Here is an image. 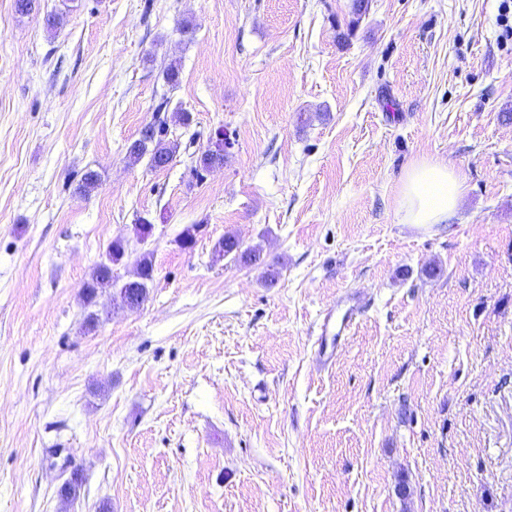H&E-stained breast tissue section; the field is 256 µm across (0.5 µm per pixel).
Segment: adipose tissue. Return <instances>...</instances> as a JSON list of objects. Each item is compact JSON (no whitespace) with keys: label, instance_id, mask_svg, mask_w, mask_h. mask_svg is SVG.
Here are the masks:
<instances>
[{"label":"adipose tissue","instance_id":"adipose-tissue-1","mask_svg":"<svg viewBox=\"0 0 512 512\" xmlns=\"http://www.w3.org/2000/svg\"><path fill=\"white\" fill-rule=\"evenodd\" d=\"M465 181L443 159L424 160L405 173L400 192L401 221L405 224H445L457 218Z\"/></svg>","mask_w":512,"mask_h":512}]
</instances>
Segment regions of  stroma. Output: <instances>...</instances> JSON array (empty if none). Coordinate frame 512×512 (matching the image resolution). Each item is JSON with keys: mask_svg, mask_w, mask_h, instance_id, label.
Segmentation results:
<instances>
[{"mask_svg": "<svg viewBox=\"0 0 512 512\" xmlns=\"http://www.w3.org/2000/svg\"><path fill=\"white\" fill-rule=\"evenodd\" d=\"M499 5L0 0V512H512ZM163 95L190 116L176 157L129 164ZM426 158L466 193L415 229L401 180ZM227 233L257 262L218 256ZM118 236L114 277L154 268L133 309L83 291ZM352 292L320 369L317 323ZM345 308L327 309L315 341L314 356L320 368L331 366L339 348L348 340L357 318L363 312V301L356 294H347L342 301Z\"/></svg>", "mask_w": 512, "mask_h": 512, "instance_id": "35a3bbf8", "label": "stroma"}]
</instances>
